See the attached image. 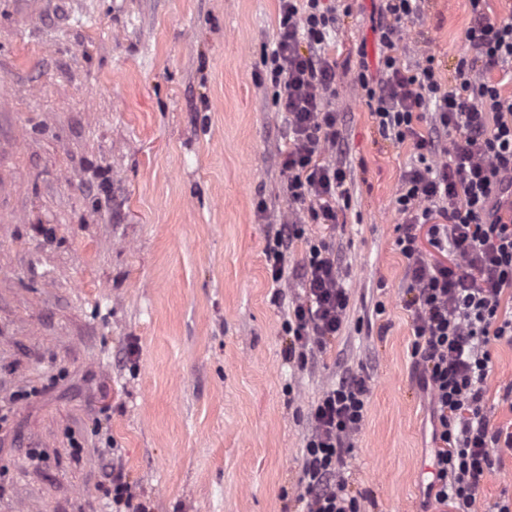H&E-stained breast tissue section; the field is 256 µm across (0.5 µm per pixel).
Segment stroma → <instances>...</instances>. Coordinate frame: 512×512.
<instances>
[{
    "mask_svg": "<svg viewBox=\"0 0 512 512\" xmlns=\"http://www.w3.org/2000/svg\"><path fill=\"white\" fill-rule=\"evenodd\" d=\"M378 4L339 2L350 311L302 367L283 323L304 246L280 284L265 261L289 207L263 66L277 0H0V404L40 389L0 437V512H111L115 460L149 512H295L310 407L363 367L349 489L364 512H421L432 427L395 245L411 149L349 87L358 50L377 61ZM470 18L428 0L409 38L428 33L448 74ZM488 383L492 425L511 422L512 344Z\"/></svg>",
    "mask_w": 512,
    "mask_h": 512,
    "instance_id": "1",
    "label": "stroma"
}]
</instances>
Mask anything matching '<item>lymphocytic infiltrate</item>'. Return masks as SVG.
Wrapping results in <instances>:
<instances>
[{"label":"lymphocytic infiltrate","mask_w":512,"mask_h":512,"mask_svg":"<svg viewBox=\"0 0 512 512\" xmlns=\"http://www.w3.org/2000/svg\"><path fill=\"white\" fill-rule=\"evenodd\" d=\"M425 2L381 0L377 63L360 59L350 87L379 133L413 154L395 199L396 245L406 260L411 356L433 423L425 505L478 512L485 483L512 458V423L492 426L486 407L491 349L512 344V19L470 0L466 50L447 81L431 37H421L415 64L402 61L404 27L423 16ZM337 22L335 0H278L275 47L264 61L287 128L280 164L293 203L266 246L273 282L283 278L288 249L305 245L302 292L285 323L292 360L326 349L349 306L332 243L305 232L309 224L335 229L351 199L331 105ZM368 382L363 371L348 372L314 403L296 496L302 512H361L345 473L365 425Z\"/></svg>","instance_id":"lymphocytic-infiltrate-1"}]
</instances>
